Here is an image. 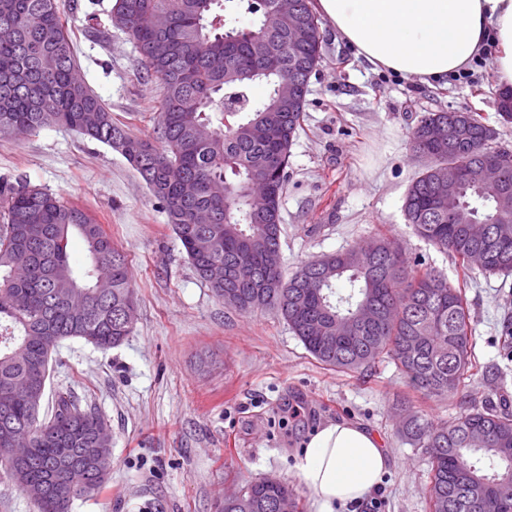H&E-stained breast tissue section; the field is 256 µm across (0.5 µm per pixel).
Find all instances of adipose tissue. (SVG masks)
Here are the masks:
<instances>
[{
	"label": "adipose tissue",
	"mask_w": 512,
	"mask_h": 512,
	"mask_svg": "<svg viewBox=\"0 0 512 512\" xmlns=\"http://www.w3.org/2000/svg\"><path fill=\"white\" fill-rule=\"evenodd\" d=\"M317 9L374 68L427 82L491 48L498 84L512 87V0H317ZM388 465L376 435L342 421L309 438L300 470L315 512H336L377 488Z\"/></svg>",
	"instance_id": "ef3b65f1"
}]
</instances>
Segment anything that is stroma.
<instances>
[{"mask_svg":"<svg viewBox=\"0 0 512 512\" xmlns=\"http://www.w3.org/2000/svg\"><path fill=\"white\" fill-rule=\"evenodd\" d=\"M59 6L86 84L132 136L155 139L160 86L145 78L133 43L116 29L104 44L86 37L90 0ZM321 30L326 52L310 79L282 200L283 271L381 232L459 284L460 269L405 220V195L426 164L409 137L423 113L475 108L496 126V146L512 150V124L497 122L492 53L466 75L419 83L373 69L329 21ZM17 176L102 225L128 258L138 298L123 344L103 351L68 339L50 362L45 401L73 392L112 430L111 474L101 492L75 500L72 512H216L224 494L266 476L290 484L302 512H313L299 470L303 444L315 428L341 420L366 425L390 457L379 486L383 512H428V462L399 435L397 410L437 423L457 414V400L420 398L387 361L364 376L327 369L275 313L225 308L118 151L61 127L0 136V178ZM465 295L477 359L502 369L499 397L512 407V336L504 332L512 277L475 275ZM293 407L299 416L286 420Z\"/></svg>","mask_w":512,"mask_h":512,"instance_id":"stroma-1","label":"stroma"}]
</instances>
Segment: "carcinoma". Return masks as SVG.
Masks as SVG:
<instances>
[{"instance_id": "cac0c4a2", "label": "carcinoma", "mask_w": 512, "mask_h": 512, "mask_svg": "<svg viewBox=\"0 0 512 512\" xmlns=\"http://www.w3.org/2000/svg\"><path fill=\"white\" fill-rule=\"evenodd\" d=\"M274 0H112L108 25L137 48L147 75L161 86L158 142L128 134L87 85L71 82L76 48L58 0H0V135L64 127L121 151L162 204L194 272L213 261L221 273L207 285L230 309L280 316L321 365L356 373L379 361L395 363L422 395L455 398L460 411L438 424L411 412L400 435L430 462L429 512H512V410L487 396L472 397L473 372L494 386L498 373L481 368L468 302L436 268L409 260L399 245L377 236V248L353 246L302 263L284 276L265 266L263 245L281 248L282 197L290 149L302 129L310 79L325 51L311 0H299L308 25L301 48L288 41L292 22L269 21ZM254 17L239 29L238 16ZM301 85L284 104L285 79ZM269 87L254 101L255 82ZM241 101L230 125L213 126L210 111ZM469 109L426 112L412 129V151L428 164L412 181L404 213L416 234L450 256L469 279L467 254L482 245L496 260L479 271L512 275V199L461 183L438 187L436 170L462 167L497 152L496 132ZM451 134L441 145L437 133ZM198 183L182 196L184 180ZM263 188L272 216L263 222L250 200ZM73 234L87 261H69ZM204 238L206 247L192 246ZM394 318L357 326L351 338L338 325L356 323L366 304ZM137 306L126 256L83 209L26 181L0 178V481L18 487L38 512H71L74 500L100 485L94 463L112 456V433L94 408L60 393L51 416L40 418L50 360L67 339L108 350L133 328L123 321ZM16 385L25 386L20 396ZM23 438L31 458L17 465L9 436ZM480 454L471 461L468 454ZM250 509L223 503L216 512H274L297 499L286 483L257 479L244 488Z\"/></svg>"}]
</instances>
